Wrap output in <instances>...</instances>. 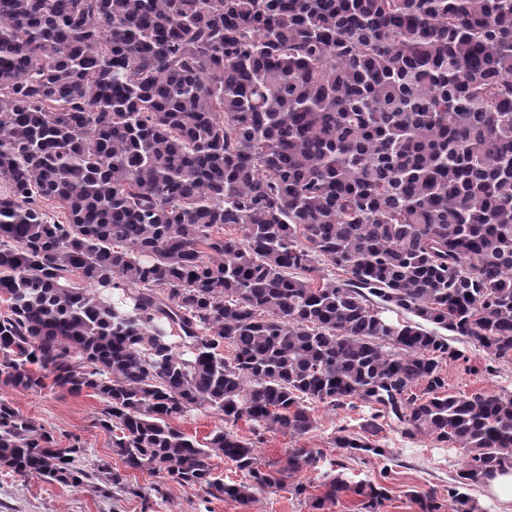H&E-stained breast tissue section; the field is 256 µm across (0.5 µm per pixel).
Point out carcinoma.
<instances>
[{
  "label": "carcinoma",
  "instance_id": "cac0c4a2",
  "mask_svg": "<svg viewBox=\"0 0 512 512\" xmlns=\"http://www.w3.org/2000/svg\"><path fill=\"white\" fill-rule=\"evenodd\" d=\"M0 300L3 382L99 396L129 469L301 496L312 449L261 464L170 420L299 438L356 399L371 437L460 449L474 512L469 482L512 470V392L448 394L439 331L512 363V0H0ZM79 452L0 402L1 467L78 485ZM323 486L316 512L388 500ZM170 424L193 439L204 442L206 436L216 425L224 421L209 410H191L170 421Z\"/></svg>",
  "mask_w": 512,
  "mask_h": 512
}]
</instances>
